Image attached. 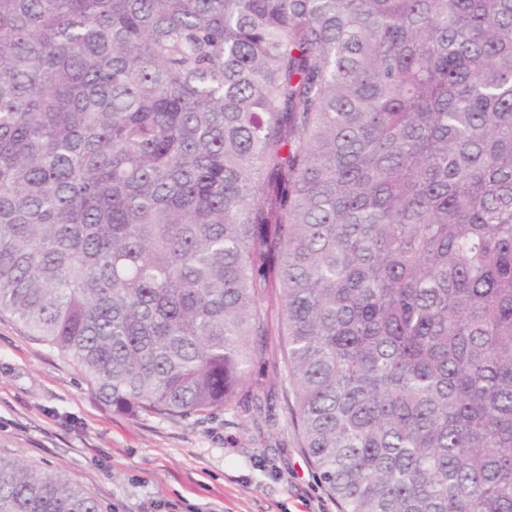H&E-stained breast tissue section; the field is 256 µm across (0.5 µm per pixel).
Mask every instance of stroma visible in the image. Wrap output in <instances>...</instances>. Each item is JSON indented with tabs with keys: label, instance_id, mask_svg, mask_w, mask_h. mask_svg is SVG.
<instances>
[{
	"label": "stroma",
	"instance_id": "1",
	"mask_svg": "<svg viewBox=\"0 0 512 512\" xmlns=\"http://www.w3.org/2000/svg\"><path fill=\"white\" fill-rule=\"evenodd\" d=\"M258 397L213 415L116 412L79 368L0 317V456L63 469L105 512H340L302 447L272 367Z\"/></svg>",
	"mask_w": 512,
	"mask_h": 512
}]
</instances>
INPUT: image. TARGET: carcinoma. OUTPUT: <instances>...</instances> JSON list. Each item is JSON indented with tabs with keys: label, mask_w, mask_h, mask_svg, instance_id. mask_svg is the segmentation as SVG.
<instances>
[{
	"label": "carcinoma",
	"mask_w": 512,
	"mask_h": 512,
	"mask_svg": "<svg viewBox=\"0 0 512 512\" xmlns=\"http://www.w3.org/2000/svg\"><path fill=\"white\" fill-rule=\"evenodd\" d=\"M4 314L165 418L277 334L342 512H512V0H0Z\"/></svg>",
	"instance_id": "carcinoma-1"
}]
</instances>
